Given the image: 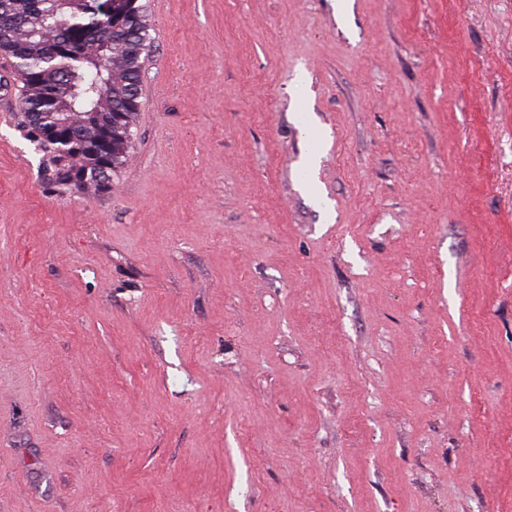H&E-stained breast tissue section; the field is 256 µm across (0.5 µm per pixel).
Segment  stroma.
I'll list each match as a JSON object with an SVG mask.
<instances>
[{"mask_svg":"<svg viewBox=\"0 0 512 512\" xmlns=\"http://www.w3.org/2000/svg\"><path fill=\"white\" fill-rule=\"evenodd\" d=\"M349 2L148 0L103 193L0 112V512H512V0Z\"/></svg>","mask_w":512,"mask_h":512,"instance_id":"stroma-1","label":"stroma"}]
</instances>
